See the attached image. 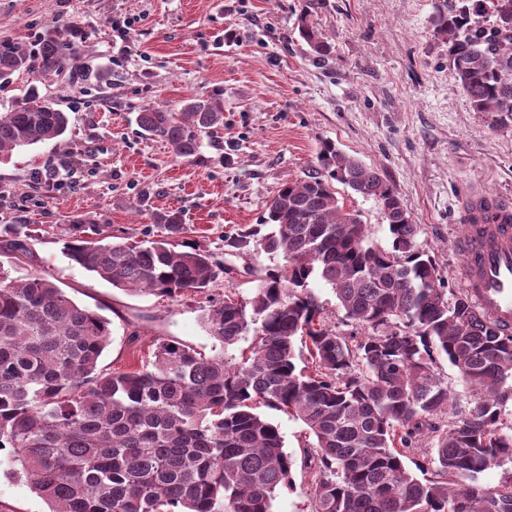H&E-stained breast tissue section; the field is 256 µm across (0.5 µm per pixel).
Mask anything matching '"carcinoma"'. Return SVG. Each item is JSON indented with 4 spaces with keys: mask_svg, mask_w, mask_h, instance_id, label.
<instances>
[{
    "mask_svg": "<svg viewBox=\"0 0 512 512\" xmlns=\"http://www.w3.org/2000/svg\"><path fill=\"white\" fill-rule=\"evenodd\" d=\"M434 36L473 110L494 128L512 127V0H437ZM299 35L319 57L332 46L301 20ZM67 30L45 32L40 50L0 43V83L16 73L60 74L73 58ZM138 126L188 159L224 125V106L195 96L174 111L149 106ZM67 113L31 91L0 113V160L59 141ZM320 170L286 181L265 224L224 236V254L263 251L274 265L253 295H230L200 316L222 351L160 342L132 372L103 373L110 321L65 296L42 274L10 276L30 255L27 225L0 241V465L26 477L49 512H272L292 486L294 457L258 409L303 422L315 512H512V470L485 488L478 476L512 464V333L453 288L418 243V225L375 168L330 143ZM371 198L388 224L387 247L368 241L360 214L340 204L334 183ZM169 238L119 242L72 236L68 261L130 293L173 298L239 271L207 251H178L179 211L158 213ZM319 277L344 312L345 333L327 322L308 288ZM240 359L224 352L241 343ZM308 357L297 366V343ZM473 393L472 407L437 422L452 404L441 357ZM432 440L433 455L423 444ZM422 458L414 474L406 460Z\"/></svg>",
    "mask_w": 512,
    "mask_h": 512,
    "instance_id": "1",
    "label": "carcinoma"
}]
</instances>
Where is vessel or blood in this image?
<instances>
[{"mask_svg": "<svg viewBox=\"0 0 512 512\" xmlns=\"http://www.w3.org/2000/svg\"><path fill=\"white\" fill-rule=\"evenodd\" d=\"M463 213L468 226L457 249L464 284L480 308L512 331V204L476 194L464 202Z\"/></svg>", "mask_w": 512, "mask_h": 512, "instance_id": "b4317fda", "label": "vessel or blood"}]
</instances>
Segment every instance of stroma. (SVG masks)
Instances as JSON below:
<instances>
[{
	"mask_svg": "<svg viewBox=\"0 0 512 512\" xmlns=\"http://www.w3.org/2000/svg\"><path fill=\"white\" fill-rule=\"evenodd\" d=\"M436 0H0V43L36 51L45 29L77 27L78 78L33 82L13 76L0 88V112L22 103L29 85L66 112L60 142L22 148L0 161V225L29 223L30 257L12 276L46 274L78 304L101 308L110 343L100 371L128 372L147 363L161 340L212 354L200 324L210 300L250 297L260 251L236 259L251 274L174 299L133 295L70 265L62 253L74 220L134 242L164 235L154 214L182 211L180 246L224 257V237L263 223L267 204L287 181L317 170L322 143L377 167L399 191L419 226V244L434 255L452 287L463 283L455 247L464 234L462 202L487 191L512 202V128L494 129L473 112L433 35ZM129 27L112 29L116 18ZM316 25L332 45L317 58L299 35ZM234 28L225 43L218 32ZM220 95L224 127L198 154L176 158L165 142L142 135L136 116L149 104L180 109L188 98ZM374 244L390 241L373 199L338 186ZM296 460L291 488L273 512H313L302 457L314 438L283 412L263 409ZM23 477L0 468V512H47Z\"/></svg>",
	"mask_w": 512,
	"mask_h": 512,
	"instance_id": "obj_1",
	"label": "stroma"
}]
</instances>
